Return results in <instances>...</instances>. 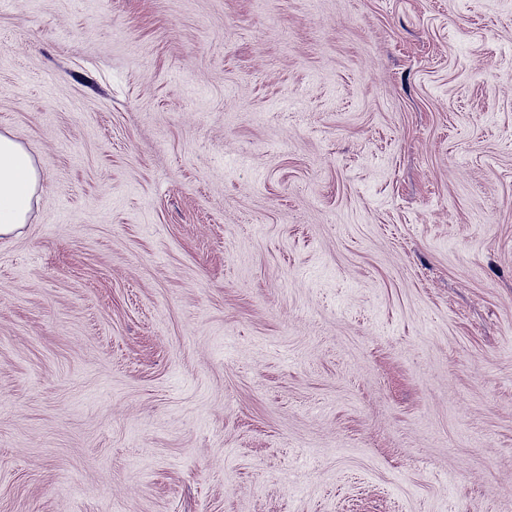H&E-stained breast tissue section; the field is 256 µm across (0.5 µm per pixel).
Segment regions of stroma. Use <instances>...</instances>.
Here are the masks:
<instances>
[{
    "instance_id": "35a3bbf8",
    "label": "stroma",
    "mask_w": 512,
    "mask_h": 512,
    "mask_svg": "<svg viewBox=\"0 0 512 512\" xmlns=\"http://www.w3.org/2000/svg\"><path fill=\"white\" fill-rule=\"evenodd\" d=\"M0 512H512V0H0ZM40 172L33 154L0 133V235L20 234L38 198Z\"/></svg>"
}]
</instances>
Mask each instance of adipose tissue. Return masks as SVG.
<instances>
[{
    "mask_svg": "<svg viewBox=\"0 0 512 512\" xmlns=\"http://www.w3.org/2000/svg\"><path fill=\"white\" fill-rule=\"evenodd\" d=\"M40 172L33 154L0 133V235L19 233L38 198Z\"/></svg>",
    "mask_w": 512,
    "mask_h": 512,
    "instance_id": "adipose-tissue-1",
    "label": "adipose tissue"
}]
</instances>
